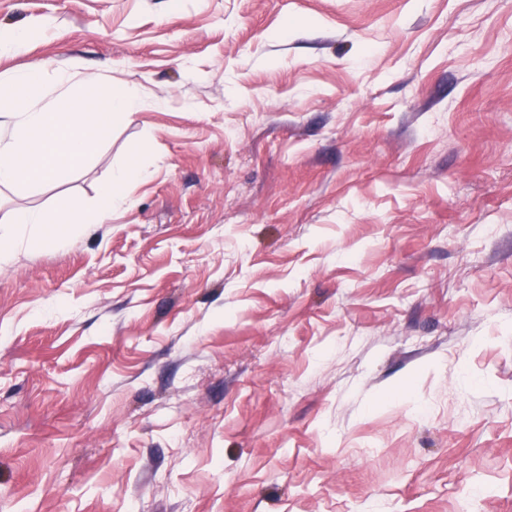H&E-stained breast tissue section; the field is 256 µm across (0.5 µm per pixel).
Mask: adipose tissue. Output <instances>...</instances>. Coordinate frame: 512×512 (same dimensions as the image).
<instances>
[{"label":"adipose tissue","mask_w":512,"mask_h":512,"mask_svg":"<svg viewBox=\"0 0 512 512\" xmlns=\"http://www.w3.org/2000/svg\"><path fill=\"white\" fill-rule=\"evenodd\" d=\"M145 176L144 168L131 163L113 170L101 187L95 205L74 198L65 202L55 216L50 217L41 210L29 208L10 212L8 221L12 224L38 225L37 243L43 247H57L64 243L66 237L82 231L87 225L100 223L112 210L125 206L129 201V185Z\"/></svg>","instance_id":"obj_1"}]
</instances>
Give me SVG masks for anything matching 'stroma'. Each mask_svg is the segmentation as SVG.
<instances>
[{
	"label": "stroma",
	"mask_w": 512,
	"mask_h": 512,
	"mask_svg": "<svg viewBox=\"0 0 512 512\" xmlns=\"http://www.w3.org/2000/svg\"><path fill=\"white\" fill-rule=\"evenodd\" d=\"M0 73L144 104L0 214V512H512V0H0ZM49 22L43 21L31 24L22 29L0 28V55H6L17 51L28 41L48 29ZM147 176L145 169L136 163L112 170L108 181L101 187L95 205L89 206L79 198L70 199L50 218L41 210L29 208L12 211L1 224H39L36 242L42 247H57L89 224H99L112 210L125 206L129 201L128 187ZM45 224H55L65 235L51 234Z\"/></svg>",
	"instance_id": "stroma-1"
}]
</instances>
